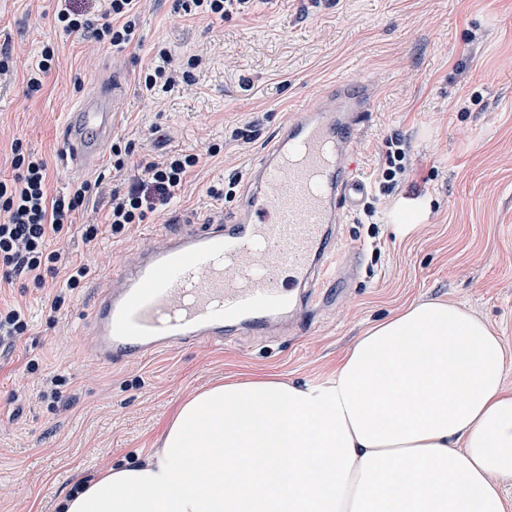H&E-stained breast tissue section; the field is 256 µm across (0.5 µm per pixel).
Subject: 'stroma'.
<instances>
[{"instance_id": "35a3bbf8", "label": "stroma", "mask_w": 512, "mask_h": 512, "mask_svg": "<svg viewBox=\"0 0 512 512\" xmlns=\"http://www.w3.org/2000/svg\"><path fill=\"white\" fill-rule=\"evenodd\" d=\"M56 0H6L0 6V48L19 50L10 78L0 81V179H11L10 144L47 166L51 195L68 193L73 174L60 163L64 112L111 86L117 102L112 142L128 152L121 176L111 159L87 174V206L105 219L113 188H127L140 171L139 147L150 140L155 159L211 141L190 182L161 205L169 223L232 207L209 187L243 182L244 173L287 113L339 78L375 87L373 118L358 158L367 182L382 160L377 141L401 137L412 172L380 202L377 236L363 213L341 227L344 247L359 250L360 271L348 286L322 289L327 306L318 324L272 338L235 336L223 347L187 345L142 361L100 366L86 357L77 319L104 288L125 251L145 240L146 225L102 239L87 251L77 229L63 240L91 273L59 312L42 289L22 291L29 329L14 346H0V512L25 502L29 512H58L76 485L106 467L134 463L157 448L167 423L194 391L241 375H282L299 383L325 381L358 336L415 301L443 300L483 318L512 353V166L488 156L512 155V0H253L222 20L198 19L174 0H141L139 42L117 51L83 34L59 33ZM57 61L38 93L27 89V65L43 44ZM179 56L210 49L192 86L147 99L138 76L153 47ZM237 66L225 68V55ZM255 124L244 144L232 129ZM232 156L234 165L224 163ZM413 199V216L394 215ZM64 376L57 413L18 383L27 361Z\"/></svg>"}]
</instances>
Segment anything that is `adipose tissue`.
<instances>
[{
	"label": "adipose tissue",
	"mask_w": 512,
	"mask_h": 512,
	"mask_svg": "<svg viewBox=\"0 0 512 512\" xmlns=\"http://www.w3.org/2000/svg\"><path fill=\"white\" fill-rule=\"evenodd\" d=\"M512 353L480 317L413 302L323 383L278 375L191 395L160 448L64 512H512Z\"/></svg>",
	"instance_id": "ef3b65f1"
}]
</instances>
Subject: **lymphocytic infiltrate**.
<instances>
[{"label":"lymphocytic infiltrate","mask_w":512,"mask_h":512,"mask_svg":"<svg viewBox=\"0 0 512 512\" xmlns=\"http://www.w3.org/2000/svg\"><path fill=\"white\" fill-rule=\"evenodd\" d=\"M105 23L92 27L88 18L76 10L71 0H57L55 22L66 34L90 32L92 40L122 50L137 34L138 0H104ZM155 63L139 76L147 95L170 92L190 85L192 70L205 67V54L182 57L166 46H156ZM375 150L384 159L378 177L380 193H388L409 173L408 150L400 139L379 142ZM15 176L0 181V281L11 284L17 280L31 281L37 287L49 286L59 280L51 299L52 310H60L73 292L80 288L89 273L87 265L77 263L61 248L52 247L54 239L69 233V218L85 208L88 183L74 186L65 195L51 196L47 168L43 160L23 154L20 142H13ZM201 153H176L157 160L150 152L142 154V175L135 186L113 189L106 223L96 215L87 214L82 224V239L89 248H96L103 235L124 236L130 227L144 223L154 213L156 204L168 201L187 183L189 174L200 161Z\"/></svg>","instance_id":"obj_1"}]
</instances>
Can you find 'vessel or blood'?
Segmentation results:
<instances>
[{"label": "vessel or blood", "mask_w": 512, "mask_h": 512, "mask_svg": "<svg viewBox=\"0 0 512 512\" xmlns=\"http://www.w3.org/2000/svg\"><path fill=\"white\" fill-rule=\"evenodd\" d=\"M373 106L369 86L339 80L282 120L252 161L231 212L186 218L114 269L85 315L87 356L101 365L225 337L275 336L305 322L320 289L358 272L341 253L338 226L368 192L355 171ZM115 131L109 89L66 115V164L92 170Z\"/></svg>", "instance_id": "obj_1"}]
</instances>
